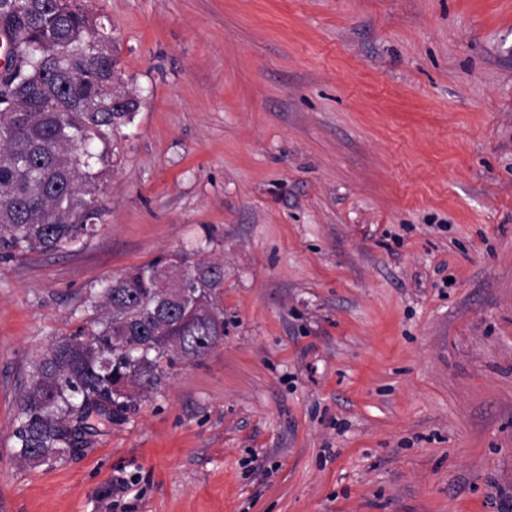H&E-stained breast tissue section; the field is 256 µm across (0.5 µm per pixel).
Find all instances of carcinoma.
<instances>
[{
    "instance_id": "carcinoma-1",
    "label": "carcinoma",
    "mask_w": 512,
    "mask_h": 512,
    "mask_svg": "<svg viewBox=\"0 0 512 512\" xmlns=\"http://www.w3.org/2000/svg\"><path fill=\"white\" fill-rule=\"evenodd\" d=\"M9 78L0 74V260L73 247L97 231L96 193L112 134L139 100L117 84V48L74 0H0ZM177 255L133 267L102 288L95 330L57 338L33 362L14 431L15 457L50 465L84 447L93 417L116 420L161 388L176 364L224 340L221 263L201 260L169 296Z\"/></svg>"
}]
</instances>
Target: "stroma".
Returning a JSON list of instances; mask_svg holds the SVG:
<instances>
[{
    "label": "stroma",
    "mask_w": 512,
    "mask_h": 512,
    "mask_svg": "<svg viewBox=\"0 0 512 512\" xmlns=\"http://www.w3.org/2000/svg\"><path fill=\"white\" fill-rule=\"evenodd\" d=\"M80 2L141 105L97 232L0 261V512H512V0ZM176 253L223 341L21 465L32 361Z\"/></svg>",
    "instance_id": "stroma-1"
}]
</instances>
